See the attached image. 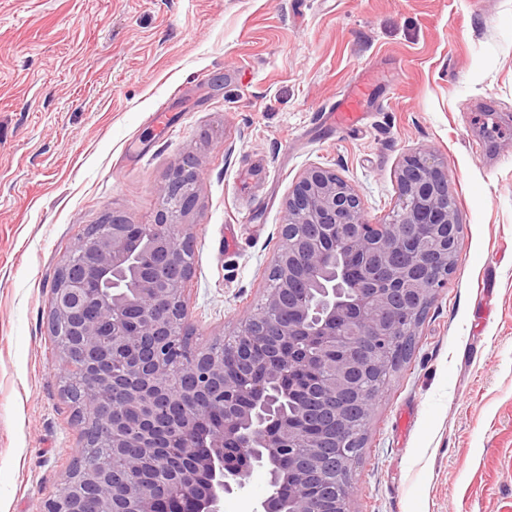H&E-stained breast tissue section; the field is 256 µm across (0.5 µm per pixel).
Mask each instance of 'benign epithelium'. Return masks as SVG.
Masks as SVG:
<instances>
[{"label":"benign epithelium","instance_id":"7a95c632","mask_svg":"<svg viewBox=\"0 0 512 512\" xmlns=\"http://www.w3.org/2000/svg\"><path fill=\"white\" fill-rule=\"evenodd\" d=\"M399 184L390 220L371 224L335 171L303 172L285 201L275 281L218 350L185 342L195 159L171 170L152 223L108 218L85 234L53 289L55 369L63 379L81 369L83 411L119 465L74 460L37 512H221L256 468L269 493L255 512H350L359 443L348 432L368 419L371 395L392 373V342L415 331L462 244L433 152L407 156ZM354 267L365 287L345 295L338 285ZM272 337L288 350L272 344L256 360L237 346ZM288 372L303 375L319 402L295 422L283 409L290 390L278 387ZM312 478L336 481L335 497L309 502L302 488Z\"/></svg>","mask_w":512,"mask_h":512}]
</instances>
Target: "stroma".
<instances>
[{"mask_svg":"<svg viewBox=\"0 0 512 512\" xmlns=\"http://www.w3.org/2000/svg\"><path fill=\"white\" fill-rule=\"evenodd\" d=\"M354 86L368 118L332 133ZM165 99L170 132L147 121ZM423 148L461 252L373 402L350 510L512 512V0H0V512H37L83 445L52 296L90 225L152 222L194 157L205 348L262 299L304 171H336L382 224Z\"/></svg>","mask_w":512,"mask_h":512,"instance_id":"stroma-1","label":"stroma"}]
</instances>
